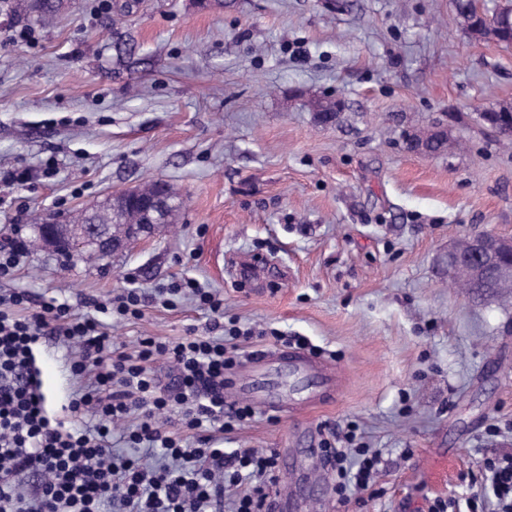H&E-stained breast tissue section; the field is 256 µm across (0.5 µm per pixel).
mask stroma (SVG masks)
Listing matches in <instances>:
<instances>
[{
    "label": "stroma",
    "mask_w": 512,
    "mask_h": 512,
    "mask_svg": "<svg viewBox=\"0 0 512 512\" xmlns=\"http://www.w3.org/2000/svg\"><path fill=\"white\" fill-rule=\"evenodd\" d=\"M318 99L342 102L335 124ZM502 106L512 45L472 38L451 0H63L50 25L0 5V171L19 175L0 181V239L158 179L184 194L173 224L98 264L30 248L12 285L78 316L139 289L142 317L110 328L130 352L211 335L195 301L158 295L195 279L252 333L237 365L301 341L341 374L315 405L273 372L283 407L255 408L225 447L276 451L302 512H429L512 454V305L448 277L453 240L512 237V148L481 118ZM437 125L458 149H408ZM37 359L67 419L68 350L46 340ZM351 430L381 453V494L342 503L312 473Z\"/></svg>",
    "instance_id": "stroma-1"
}]
</instances>
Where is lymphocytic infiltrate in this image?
<instances>
[{"label":"lymphocytic infiltrate","instance_id":"f902f5d3","mask_svg":"<svg viewBox=\"0 0 512 512\" xmlns=\"http://www.w3.org/2000/svg\"><path fill=\"white\" fill-rule=\"evenodd\" d=\"M241 332L183 336L162 341L140 337L134 351L114 342L97 314L72 316L67 308L32 302L15 291L0 295V512H222L229 488H237L234 512H268L278 480L275 453L227 450L212 445L213 432H230L253 417L248 406H225L224 373L234 363ZM73 350L70 375L78 388L68 405L79 428L51 418L46 409L34 349L45 337ZM168 359L172 385L161 386L153 365ZM135 418L112 450L113 423ZM198 437L186 444L184 433ZM353 442L354 434H347ZM355 445V443H354ZM157 456L143 465L140 449ZM336 475V493L368 489L381 462L377 451L325 446ZM480 493L435 500L430 512H512V455L486 458ZM39 475L38 484L23 474Z\"/></svg>","mask_w":512,"mask_h":512}]
</instances>
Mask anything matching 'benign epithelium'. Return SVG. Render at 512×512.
<instances>
[{
  "label": "benign epithelium",
  "instance_id": "benign-epithelium-1",
  "mask_svg": "<svg viewBox=\"0 0 512 512\" xmlns=\"http://www.w3.org/2000/svg\"><path fill=\"white\" fill-rule=\"evenodd\" d=\"M140 207L145 215L144 223L128 236L115 240L112 233L97 224H83L75 229L51 224L42 229L45 246L55 250L66 245L73 257L90 244L103 256L124 244L130 247L140 241L139 234L145 232L147 225L162 223L167 202L162 196L155 195L140 200ZM503 255L512 259L511 237L492 232L469 236L465 243H456L448 249V276L454 280L464 279L471 289L480 291L485 297L492 296L501 287L512 284V262H501Z\"/></svg>",
  "mask_w": 512,
  "mask_h": 512
}]
</instances>
